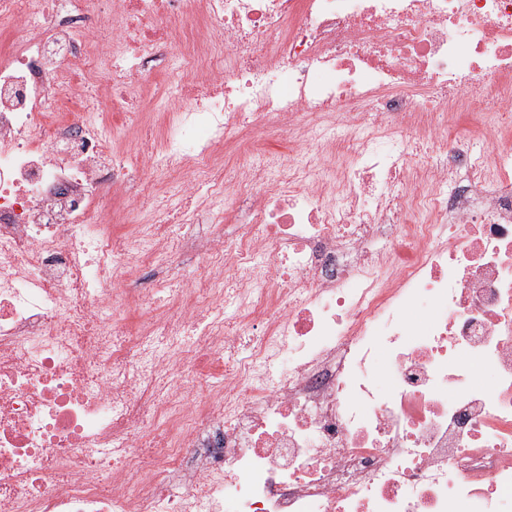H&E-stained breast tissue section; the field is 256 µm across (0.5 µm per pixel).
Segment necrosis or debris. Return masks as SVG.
Instances as JSON below:
<instances>
[{
  "label": "necrosis or debris",
  "mask_w": 512,
  "mask_h": 512,
  "mask_svg": "<svg viewBox=\"0 0 512 512\" xmlns=\"http://www.w3.org/2000/svg\"><path fill=\"white\" fill-rule=\"evenodd\" d=\"M511 103L512 0H0V512H512Z\"/></svg>",
  "instance_id": "necrosis-or-debris-1"
}]
</instances>
